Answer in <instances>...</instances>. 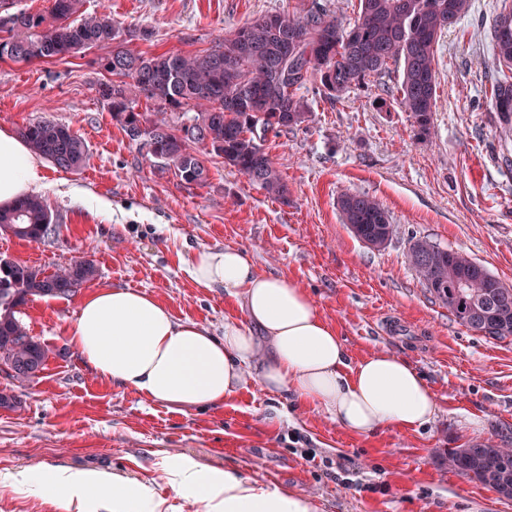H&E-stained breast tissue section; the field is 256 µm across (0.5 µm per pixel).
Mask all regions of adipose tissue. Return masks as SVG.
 Wrapping results in <instances>:
<instances>
[{
    "mask_svg": "<svg viewBox=\"0 0 512 512\" xmlns=\"http://www.w3.org/2000/svg\"><path fill=\"white\" fill-rule=\"evenodd\" d=\"M41 180L39 156L21 136L0 129V206L31 194ZM189 274L238 302L243 316L225 319L223 336L175 318L150 293L102 286L82 297L70 345L114 387L179 410L223 407L253 366L268 390L323 408L359 436L380 427L415 430L435 419L438 405L411 364L388 351L349 364L335 327L291 279L256 273L231 246L197 251ZM164 470L171 488L193 496L203 512H315L309 501L257 487L234 468L205 472L180 457ZM40 492L53 500L92 501L102 512H143L151 500L147 488L133 492L89 471L51 473Z\"/></svg>",
    "mask_w": 512,
    "mask_h": 512,
    "instance_id": "1",
    "label": "adipose tissue"
}]
</instances>
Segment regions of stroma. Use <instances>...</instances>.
Here are the masks:
<instances>
[{"instance_id": "1", "label": "stroma", "mask_w": 512, "mask_h": 512, "mask_svg": "<svg viewBox=\"0 0 512 512\" xmlns=\"http://www.w3.org/2000/svg\"><path fill=\"white\" fill-rule=\"evenodd\" d=\"M305 0H86L120 27L149 31L137 51L204 52L225 31L265 13L299 11ZM512 0H471L435 56L439 86L429 138L397 106L398 72L368 78L341 100L308 92V124L269 137L266 148L288 184L280 203L223 159L206 155L209 179L188 187L162 169L117 123L98 89L109 75L97 51L62 60L0 61V128L14 132L47 117L86 142L77 171L44 164L37 190L55 234L30 243L0 232V258L48 271L93 259V287L152 294L180 320L224 333L241 318L220 288L198 286L192 254L233 245L261 273L294 280L342 337L351 360L388 351L424 376L439 413L416 431L345 430L322 408L278 398L248 370L222 408L175 410L99 378L69 345L80 295L36 297L21 310L30 334L50 349L26 387L22 408L0 409V512H84L40 496L19 477L55 469L102 470L145 486L163 512H202L175 495L162 465L181 456L202 468L238 469L252 483L294 493L316 512H512V500L448 470V449L474 441L512 446V339L494 340L458 323L419 282L411 237L467 254L512 288V170L485 93L498 72L490 28ZM364 193L397 226L374 249L344 224L337 199Z\"/></svg>"}]
</instances>
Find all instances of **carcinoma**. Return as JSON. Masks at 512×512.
I'll return each mask as SVG.
<instances>
[{
	"instance_id": "carcinoma-1",
	"label": "carcinoma",
	"mask_w": 512,
	"mask_h": 512,
	"mask_svg": "<svg viewBox=\"0 0 512 512\" xmlns=\"http://www.w3.org/2000/svg\"><path fill=\"white\" fill-rule=\"evenodd\" d=\"M83 2L51 0L46 14L11 13L9 23L0 22V59L50 62L93 48L107 50L97 63L114 80L100 84V97L112 118L131 139L143 141L162 168L186 185L206 184L209 170L194 149L199 144L284 204L288 185L264 143L271 133L309 121L302 90L317 83L335 101L392 62L401 68L397 104L412 118L415 135L425 138L432 133L436 105V45L470 8V0H359V15L346 27L318 0H309L299 13H267L246 21L209 51L145 56L130 44L148 38V30L119 27L107 13L86 14ZM492 40L497 66L512 70L511 8L496 16ZM288 46L306 71L286 79L276 60ZM141 95L172 110L190 107L193 114L173 126L164 112L134 111ZM489 106L499 127L511 134L512 79H494ZM20 134L33 153L57 168L76 171L87 161L86 142L65 124L35 120ZM338 207L364 243L381 248L396 233L389 212L366 194H344ZM6 230L30 242L51 235L55 229L47 203L31 195L0 207V231ZM408 260L458 324L493 339L512 337V288L483 265L426 238L412 243ZM96 275V264L87 258L51 272L0 259V364L7 365L8 377L18 386L37 377L50 354L18 317L21 308L34 296L69 297ZM442 463L512 498V448L475 442L448 449Z\"/></svg>"
}]
</instances>
